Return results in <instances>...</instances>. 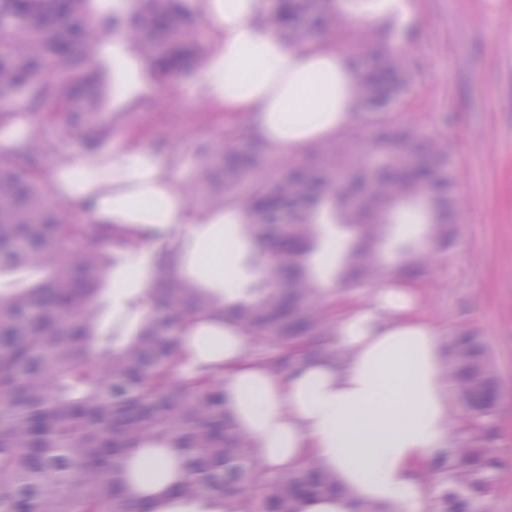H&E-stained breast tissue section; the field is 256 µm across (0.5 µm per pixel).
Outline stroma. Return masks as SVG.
Masks as SVG:
<instances>
[{
    "label": "stroma",
    "instance_id": "1",
    "mask_svg": "<svg viewBox=\"0 0 512 512\" xmlns=\"http://www.w3.org/2000/svg\"><path fill=\"white\" fill-rule=\"evenodd\" d=\"M413 2L411 26L378 24L369 32L376 41L403 42L413 64L414 82L394 105L392 119L422 133L442 129L458 173L454 243L431 254L420 290L442 339L466 328L488 346L499 382L493 446L503 468L512 470V0ZM106 57L102 94L107 109L123 115L113 140L132 131L150 148L156 130H163L172 153L181 157L179 180L192 179L188 141L217 137L202 117V62L161 85L139 59L113 51ZM132 90L142 100L135 110L127 105ZM151 259L150 249L142 247L108 272L101 328L118 318L135 326L136 315L122 305L139 290L124 280L131 265Z\"/></svg>",
    "mask_w": 512,
    "mask_h": 512
}]
</instances>
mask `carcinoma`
<instances>
[{"instance_id": "1", "label": "carcinoma", "mask_w": 512, "mask_h": 512, "mask_svg": "<svg viewBox=\"0 0 512 512\" xmlns=\"http://www.w3.org/2000/svg\"><path fill=\"white\" fill-rule=\"evenodd\" d=\"M0 133L18 118L41 131L23 151L0 150V512H151L134 482L161 476L157 452L177 454L173 498L227 500L236 512H302L306 501L336 495L335 478L313 459L287 474L262 471L246 436L224 411L218 364L181 371V330L210 312H228L245 338L267 347L274 373L331 351L335 317L312 270L318 224L355 233L336 287L382 279L375 249L388 224L425 217L397 275L418 281L429 254L448 248L458 200L445 136L387 127L392 106L413 78L408 57L391 45L350 34L331 0H277L276 31L294 45L345 49L355 70V102L381 128L365 132V155L342 143L320 147L300 165L269 171L260 144L242 130H220L195 153L191 203L240 206L247 234L262 245L254 264L262 287L224 309V297L169 268L172 249L156 236L146 311L112 343L98 333L97 299L116 250L141 235L124 224H78L71 205L45 179L48 160L70 146L98 150L122 123L102 118L95 66L113 39L136 44L167 83L203 48L191 0H136L130 17L110 0H0ZM446 377L463 406L467 436L424 473L436 482L433 512H490L506 480L486 427L498 382L483 340L459 330Z\"/></svg>"}]
</instances>
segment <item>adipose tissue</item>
Here are the masks:
<instances>
[{"mask_svg":"<svg viewBox=\"0 0 512 512\" xmlns=\"http://www.w3.org/2000/svg\"><path fill=\"white\" fill-rule=\"evenodd\" d=\"M210 24L202 71L208 109L226 126L242 125L274 152L302 156L336 133L359 128L352 67L344 50L288 44L263 18V0H194ZM109 159L129 189L94 182L93 157L47 169L55 193L90 204L95 224H125L146 232L187 233L212 260L228 302L240 300L243 260L255 253L241 238L242 209L193 208L171 160L123 137ZM187 367H224V405L267 472L314 459L344 493L306 502L303 512H351L355 502L390 512H429L435 493L423 477L449 447L460 412L445 374L441 337L404 280L384 282L374 298L336 320L332 353L271 373L253 357L230 319L196 318L183 331Z\"/></svg>","mask_w":512,"mask_h":512,"instance_id":"1","label":"adipose tissue"}]
</instances>
